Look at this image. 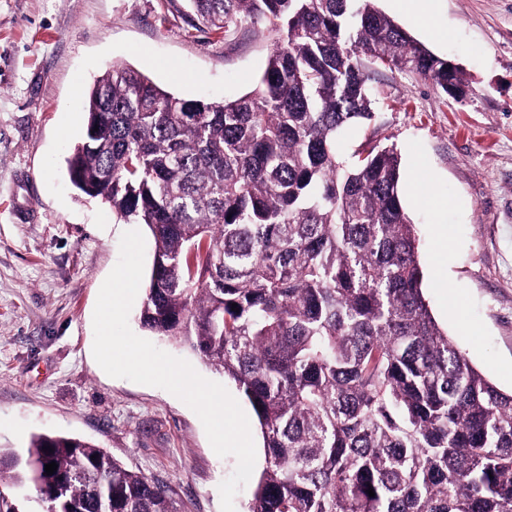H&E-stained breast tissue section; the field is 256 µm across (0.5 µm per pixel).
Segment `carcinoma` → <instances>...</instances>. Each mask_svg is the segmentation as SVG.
Returning a JSON list of instances; mask_svg holds the SVG:
<instances>
[{"label": "carcinoma", "instance_id": "obj_1", "mask_svg": "<svg viewBox=\"0 0 512 512\" xmlns=\"http://www.w3.org/2000/svg\"><path fill=\"white\" fill-rule=\"evenodd\" d=\"M187 2L200 32L275 31L255 87L184 99L114 64L86 92L68 172L154 240L142 327L248 403L264 449L248 512H512V392L431 315L400 157L336 153L375 120L366 65L461 99L462 70L374 0ZM4 482L42 512H177L164 485L75 437L0 448Z\"/></svg>", "mask_w": 512, "mask_h": 512}]
</instances>
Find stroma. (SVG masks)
<instances>
[{
    "instance_id": "35a3bbf8",
    "label": "stroma",
    "mask_w": 512,
    "mask_h": 512,
    "mask_svg": "<svg viewBox=\"0 0 512 512\" xmlns=\"http://www.w3.org/2000/svg\"><path fill=\"white\" fill-rule=\"evenodd\" d=\"M376 7L472 92L382 69L369 130L339 151L392 147L416 225L423 293L439 327L512 390V0H432L430 25L397 0ZM274 35L203 33L185 0H0V448L31 434L74 436L167 486L179 512H221L236 467L168 391L108 376L92 354L99 290L125 225L71 185L66 159L85 127V91L112 64L206 101L250 91Z\"/></svg>"
}]
</instances>
